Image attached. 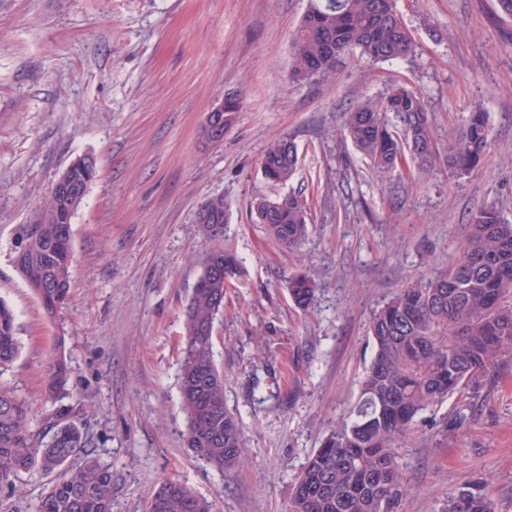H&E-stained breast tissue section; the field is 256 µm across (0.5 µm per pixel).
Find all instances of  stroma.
Segmentation results:
<instances>
[{"mask_svg": "<svg viewBox=\"0 0 512 512\" xmlns=\"http://www.w3.org/2000/svg\"><path fill=\"white\" fill-rule=\"evenodd\" d=\"M397 3L414 56L372 66L348 57L331 76L297 83L292 39L309 0H0V298L21 343L0 383L33 405L43 433L55 413L78 408L112 470V512H143L164 479L185 482L213 512H289L308 456L356 397L374 312L410 278L455 260L483 206L512 221V19L494 0ZM395 84L426 101L442 149L483 108L492 145L482 167L459 178L409 160L379 176L343 136V114ZM228 93L242 98L238 122L220 145L205 144V114ZM282 137L299 153L284 187L260 170ZM86 154L97 174L72 221L68 302L50 317L16 273L12 245ZM300 187L309 237L287 251L250 204ZM219 194L240 269L215 357L245 439L241 464L222 473L185 447L178 386L183 312L210 247L195 214ZM302 273L316 288L306 311L288 292ZM57 347L71 374L54 402L43 369ZM452 409L425 412L402 449L399 512H443L465 488L512 512V360L462 399L463 422L444 444ZM48 483L21 476L0 489V512H33Z\"/></svg>", "mask_w": 512, "mask_h": 512, "instance_id": "1", "label": "stroma"}]
</instances>
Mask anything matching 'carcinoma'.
I'll list each match as a JSON object with an SVG mask.
<instances>
[{
  "label": "carcinoma",
  "instance_id": "1",
  "mask_svg": "<svg viewBox=\"0 0 512 512\" xmlns=\"http://www.w3.org/2000/svg\"><path fill=\"white\" fill-rule=\"evenodd\" d=\"M291 78L324 77L338 61L354 53L370 62L405 59L415 51L396 0H310L293 37ZM348 137L381 173L396 169L405 152L424 167L440 151L427 103L413 89L394 85L379 100H361L344 113ZM490 128L479 107L463 129L451 136L448 171L465 177L477 171L490 148ZM298 151L291 139L271 143L260 169L271 183L295 174ZM67 173L82 184V195L63 200L50 194L46 205L22 224L13 244L19 277L53 316L68 300L73 261V217L94 175L81 159ZM253 202L255 222L267 236L292 249L308 235L309 206L301 192ZM218 221L198 225L209 240L224 237L228 214L224 196L208 199ZM219 256L203 285L193 289L184 311L180 363L181 406L187 419L186 445L219 471L234 468L244 454L239 418L224 399V374L214 360V325L224 312L226 283L237 274L238 259L229 249ZM288 290L295 305L308 309L315 299L313 281L293 277ZM373 356L348 414L308 458L291 494L290 512H395L406 488L401 442L417 418L453 396L480 387L498 362L512 358V223L495 205L469 218V234L456 262L430 277L400 288L373 317ZM20 353L15 315L0 300V368ZM70 367L52 354L45 369L44 394L65 390ZM32 406L0 386V488L21 474L53 479L35 512H112V471L88 450L72 411L55 414L47 438L30 430ZM145 512H212L208 498L178 480H163L148 497ZM445 512H496L486 494L461 490Z\"/></svg>",
  "mask_w": 512,
  "mask_h": 512
}]
</instances>
